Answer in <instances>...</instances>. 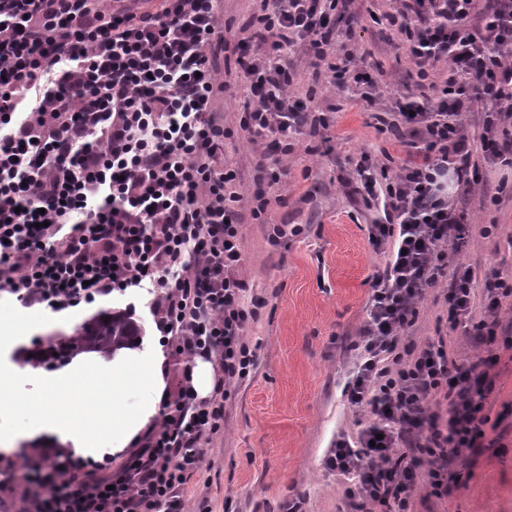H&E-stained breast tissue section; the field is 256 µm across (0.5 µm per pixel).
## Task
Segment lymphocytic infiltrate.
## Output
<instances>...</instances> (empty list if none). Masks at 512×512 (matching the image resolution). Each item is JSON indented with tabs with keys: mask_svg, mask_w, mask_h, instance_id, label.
Here are the masks:
<instances>
[{
	"mask_svg": "<svg viewBox=\"0 0 512 512\" xmlns=\"http://www.w3.org/2000/svg\"><path fill=\"white\" fill-rule=\"evenodd\" d=\"M353 0H279L256 36L229 44L215 0H159L155 10L103 0H0V294L66 310L131 288L154 292L158 330L182 380L120 469L84 465L66 450L24 461L0 456V500L10 512H185L206 447L224 430L229 387L248 375L238 172L224 161L215 112L221 55L235 49L248 80L240 119L256 136H287L308 106L290 95L286 51L303 40L326 60L337 21L353 37ZM476 0H402L391 26L404 35L417 91L391 123L406 148L397 173L369 154L349 195L376 204L369 228L386 253L360 331L361 361L347 383L370 423L339 437L326 458L347 483L351 512H409L421 480L450 496L448 459L486 445L485 404L495 355L457 363L445 341H406L429 288L447 280L450 328L494 340L512 288L477 291L472 268L448 263L468 236L449 184L474 181L480 160L512 166V0L473 21ZM448 75L430 79L438 62ZM486 106L482 133L466 117ZM214 360L209 399L185 381L195 358Z\"/></svg>",
	"mask_w": 512,
	"mask_h": 512,
	"instance_id": "obj_1",
	"label": "lymphocytic infiltrate"
}]
</instances>
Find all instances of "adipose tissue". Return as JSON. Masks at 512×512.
Here are the masks:
<instances>
[{
	"mask_svg": "<svg viewBox=\"0 0 512 512\" xmlns=\"http://www.w3.org/2000/svg\"><path fill=\"white\" fill-rule=\"evenodd\" d=\"M153 372L147 387L141 392L139 406L131 412L120 408L104 411L94 403L97 395L115 391L133 383L132 372L122 360H113L106 371L76 364L58 378L59 399L56 410L39 424L36 431L26 432L24 440H33L35 435L56 438L62 444L71 446L77 456L99 454L100 434L111 433L113 451H122L158 411L163 388L161 366L163 355L158 351L148 354Z\"/></svg>",
	"mask_w": 512,
	"mask_h": 512,
	"instance_id": "adipose-tissue-1",
	"label": "adipose tissue"
}]
</instances>
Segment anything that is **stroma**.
Returning a JSON list of instances; mask_svg holds the SVG:
<instances>
[{"label":"stroma","instance_id":"stroma-1","mask_svg":"<svg viewBox=\"0 0 512 512\" xmlns=\"http://www.w3.org/2000/svg\"><path fill=\"white\" fill-rule=\"evenodd\" d=\"M399 0H355L360 24L350 42L365 59L375 88L369 100L359 85L339 89L325 74L315 73L305 44L288 52L294 71L290 88L311 97V110L325 116V128L304 124L288 137L292 150L283 159L286 177L266 187L269 205L254 214L253 176L258 163H273L276 154L267 141L251 140L240 127L249 99L247 80L236 63H229L228 88L216 110L229 135L224 160L239 171L237 191L243 215V265L247 301L256 302L257 317L245 340L255 364L229 389L224 402V431L207 450L210 466L194 478L186 497L189 512H349L345 487L325 459L338 435L356 438L367 414L351 406L345 395L353 370L359 329L366 305L383 270L386 256L368 242L375 210L350 202L346 183L355 179L362 153L397 169L405 149L386 130L378 115L391 111L396 99L413 90L411 64L397 31L386 16ZM274 0H217L225 36L237 42L257 30L256 18L274 10ZM459 211L472 231L462 250L451 253L454 265L475 272L497 273L512 284V168L480 163L478 183L456 197ZM300 227V234L272 240L275 226ZM444 286L428 291L419 306L411 340L422 348L445 339L456 362L467 363L493 349L497 362L491 373L495 390L485 408L490 445L459 452L448 464L456 484L453 494L436 498L420 482L416 512H512V346L497 337L492 347L473 343L462 330H451L446 319ZM101 311L132 312L145 340L159 342L150 298L130 289L61 312L22 307L15 298L0 299V322L13 323L24 346L46 341L45 323L61 321L67 328ZM53 371L19 373L0 392V424L18 429L36 427L58 394Z\"/></svg>","mask_w":512,"mask_h":512}]
</instances>
